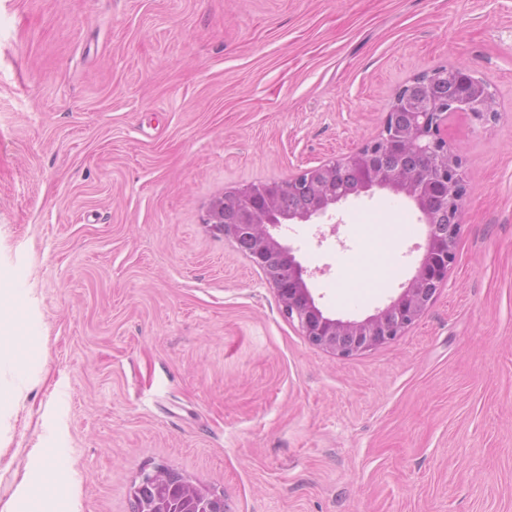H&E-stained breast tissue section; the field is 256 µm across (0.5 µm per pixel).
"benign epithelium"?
<instances>
[{
  "mask_svg": "<svg viewBox=\"0 0 512 512\" xmlns=\"http://www.w3.org/2000/svg\"><path fill=\"white\" fill-rule=\"evenodd\" d=\"M459 113L478 121L495 118L491 85L462 65L424 71L395 93L377 138L340 159L215 196L202 223L232 241L263 274L282 315L312 346L348 357L388 343L428 311L456 260L465 187L448 124ZM377 191L414 204L426 228L424 254L384 307L360 321L329 316L308 287L310 273L278 231L284 224H313L350 199ZM130 495L132 512H230L224 495L168 467L142 470Z\"/></svg>",
  "mask_w": 512,
  "mask_h": 512,
  "instance_id": "obj_1",
  "label": "benign epithelium"
}]
</instances>
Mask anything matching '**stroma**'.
Wrapping results in <instances>:
<instances>
[{"label":"stroma","instance_id":"obj_1","mask_svg":"<svg viewBox=\"0 0 512 512\" xmlns=\"http://www.w3.org/2000/svg\"><path fill=\"white\" fill-rule=\"evenodd\" d=\"M458 64L498 117L448 129L466 195L447 283L394 341L313 347L206 205L341 158L399 87ZM381 215L387 284L345 291ZM281 236L356 320L425 245L384 191ZM0 275L27 364L0 367V512H131L159 465L231 512H512V0H0ZM40 464L52 493L57 497L67 498L72 490L67 467L57 464L49 456L40 457Z\"/></svg>","mask_w":512,"mask_h":512}]
</instances>
